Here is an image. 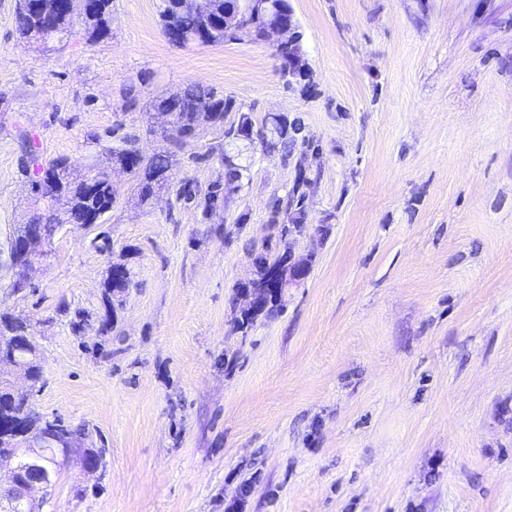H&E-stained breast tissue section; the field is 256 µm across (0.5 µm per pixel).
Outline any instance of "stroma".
Returning a JSON list of instances; mask_svg holds the SVG:
<instances>
[{
  "label": "stroma",
  "mask_w": 512,
  "mask_h": 512,
  "mask_svg": "<svg viewBox=\"0 0 512 512\" xmlns=\"http://www.w3.org/2000/svg\"><path fill=\"white\" fill-rule=\"evenodd\" d=\"M289 5L291 82L269 41L171 43L162 0H112L104 37L47 44L0 0V314L29 319L42 366L8 378L100 456L64 461L41 512H512V0ZM191 85L234 108L138 202L107 152L170 150L149 104ZM243 113L304 141L240 142L233 185ZM26 133L42 161L109 167L114 202L60 226L18 291L9 238L46 206ZM296 191L310 275L239 332L254 255L283 249L268 203Z\"/></svg>",
  "instance_id": "1"
}]
</instances>
